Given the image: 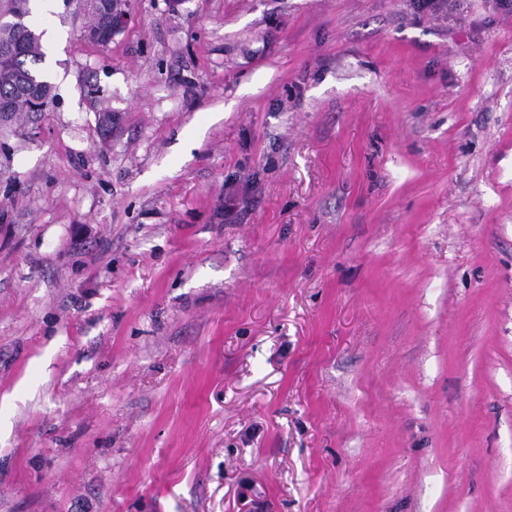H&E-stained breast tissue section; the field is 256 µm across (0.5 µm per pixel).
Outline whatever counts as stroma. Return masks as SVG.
Returning a JSON list of instances; mask_svg holds the SVG:
<instances>
[{"instance_id": "stroma-1", "label": "stroma", "mask_w": 512, "mask_h": 512, "mask_svg": "<svg viewBox=\"0 0 512 512\" xmlns=\"http://www.w3.org/2000/svg\"><path fill=\"white\" fill-rule=\"evenodd\" d=\"M38 3L0 512H512V0Z\"/></svg>"}]
</instances>
